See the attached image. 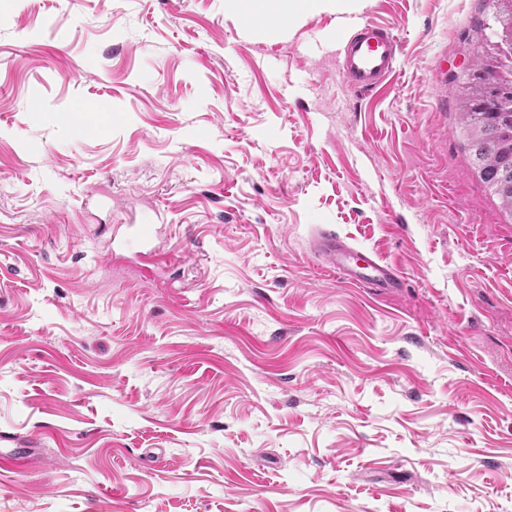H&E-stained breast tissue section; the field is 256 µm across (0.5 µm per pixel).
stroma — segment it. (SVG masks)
Here are the masks:
<instances>
[{"label": "stroma", "mask_w": 512, "mask_h": 512, "mask_svg": "<svg viewBox=\"0 0 512 512\" xmlns=\"http://www.w3.org/2000/svg\"><path fill=\"white\" fill-rule=\"evenodd\" d=\"M366 20L404 50L360 93ZM479 24L0 0V448L32 452L0 512H512V215L458 123ZM130 224L160 259L112 251ZM403 44L393 28L365 22L343 44L341 66L348 86L358 92L385 86L397 71ZM316 253L354 285L375 290L396 288L402 283L399 268L382 260L375 253L356 249L344 239L320 233L313 241Z\"/></svg>", "instance_id": "1"}]
</instances>
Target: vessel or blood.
Listing matches in <instances>:
<instances>
[{
  "mask_svg": "<svg viewBox=\"0 0 512 512\" xmlns=\"http://www.w3.org/2000/svg\"><path fill=\"white\" fill-rule=\"evenodd\" d=\"M402 52L403 41L393 28L364 23L343 44L341 66L346 83L358 92H372L385 86L396 73ZM313 248L354 285L381 291L402 282L396 265L375 253L355 248L336 235L319 234Z\"/></svg>",
  "mask_w": 512,
  "mask_h": 512,
  "instance_id": "vessel-or-blood-1",
  "label": "vessel or blood"
}]
</instances>
